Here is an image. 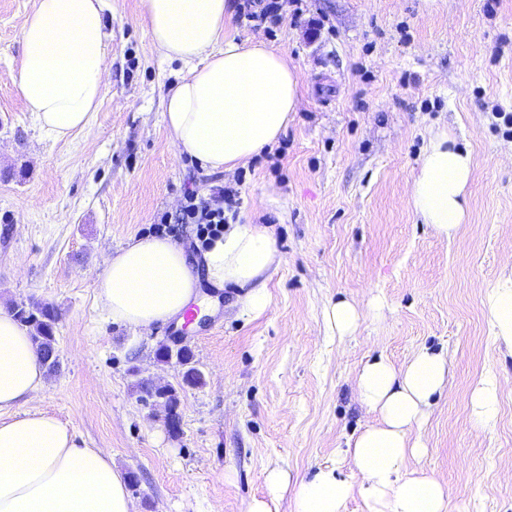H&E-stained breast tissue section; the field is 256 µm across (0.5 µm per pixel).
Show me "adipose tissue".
<instances>
[{"instance_id":"ef3b65f1","label":"adipose tissue","mask_w":512,"mask_h":512,"mask_svg":"<svg viewBox=\"0 0 512 512\" xmlns=\"http://www.w3.org/2000/svg\"><path fill=\"white\" fill-rule=\"evenodd\" d=\"M106 0H37L21 27L17 87L42 130L61 140L86 128L102 98L110 38ZM153 45L185 72L164 98L163 120L175 145L202 168L231 172L277 142L300 104V72L261 40L238 41L227 28L228 0H140ZM473 157L435 133L413 179L410 199L424 223L445 239L466 221ZM281 257L272 228L231 223L202 261L166 238L136 237L110 255L95 281L98 307L112 321L150 331L196 298L200 280L237 290L245 317L270 305L269 272ZM494 335L512 346V266L485 293ZM45 367L27 329L0 304V512H133L110 453L88 447L55 416L24 412L44 386ZM448 383V362L429 348L402 366L379 357L356 375L357 396L376 424L349 445L352 478L336 468L292 480L274 470L272 490L294 486L296 512H344L360 495L367 512H448L438 478L407 472L424 454L420 430ZM502 382L482 377L469 403L478 422L495 420Z\"/></svg>"}]
</instances>
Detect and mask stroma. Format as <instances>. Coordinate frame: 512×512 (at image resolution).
<instances>
[{"label":"stroma","mask_w":512,"mask_h":512,"mask_svg":"<svg viewBox=\"0 0 512 512\" xmlns=\"http://www.w3.org/2000/svg\"><path fill=\"white\" fill-rule=\"evenodd\" d=\"M140 0H107L109 72L90 125L47 136L15 85L21 26L36 0H0V303L57 307L61 369L28 411L55 415L111 453L134 512H246L267 497L261 474L305 478L352 469L347 444L375 416L355 376L426 346L448 359L409 470L448 487V512H512V395L476 426L469 395L494 372L512 383V347L496 339L483 299L512 258V0H301L252 28L300 70V106L278 141L231 173L178 150L164 98L182 66L139 20ZM469 151V212L448 241L424 224L410 186L433 132ZM237 192L236 220L272 225L281 264L269 308L242 317L237 291L189 325L142 334L107 320L95 280L134 236L177 215L185 189ZM364 314L331 336L329 303ZM188 348L203 386L180 388L160 346ZM179 386L178 426L138 384Z\"/></svg>","instance_id":"35a3bbf8"}]
</instances>
